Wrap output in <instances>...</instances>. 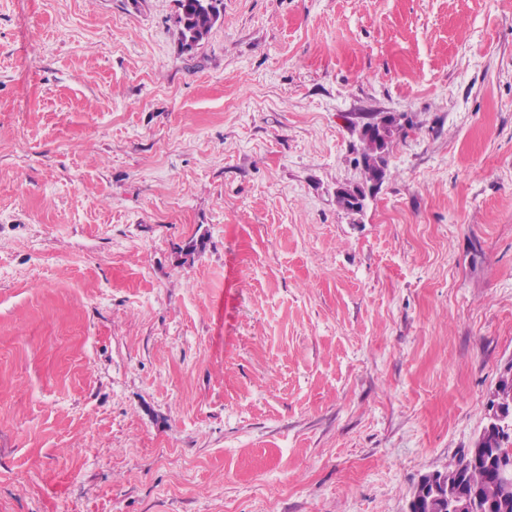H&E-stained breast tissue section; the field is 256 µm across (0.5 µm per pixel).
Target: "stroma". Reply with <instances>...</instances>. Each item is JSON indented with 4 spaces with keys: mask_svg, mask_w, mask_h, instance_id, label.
Here are the masks:
<instances>
[{
    "mask_svg": "<svg viewBox=\"0 0 512 512\" xmlns=\"http://www.w3.org/2000/svg\"><path fill=\"white\" fill-rule=\"evenodd\" d=\"M176 17L0 0V512H408L512 367V0ZM206 1L208 9L203 8ZM179 8L178 22L180 24V37L188 47L189 38L202 41L221 18L223 0H177ZM370 122L365 123L360 131V140L362 142V153H361V159L364 166L365 171H372L379 167V165L385 166V180L389 178L391 175L389 165H387V160L385 157H383L382 153H380L370 142H368L363 136H362V129L365 125L369 124ZM384 180V181H385Z\"/></svg>",
    "mask_w": 512,
    "mask_h": 512,
    "instance_id": "obj_1",
    "label": "stroma"
}]
</instances>
